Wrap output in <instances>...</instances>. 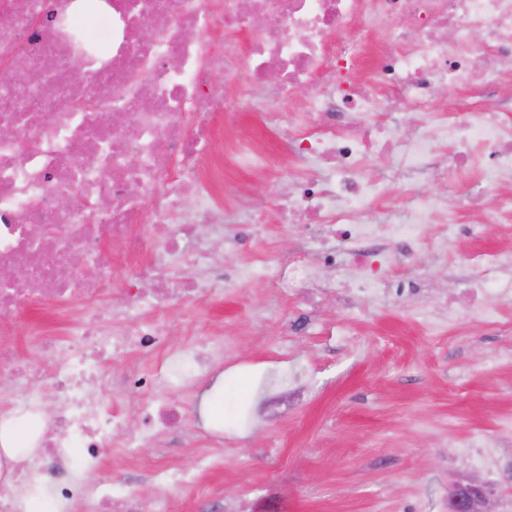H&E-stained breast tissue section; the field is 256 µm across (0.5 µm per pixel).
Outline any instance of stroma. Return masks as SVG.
I'll return each instance as SVG.
<instances>
[{
	"label": "stroma",
	"instance_id": "1",
	"mask_svg": "<svg viewBox=\"0 0 512 512\" xmlns=\"http://www.w3.org/2000/svg\"><path fill=\"white\" fill-rule=\"evenodd\" d=\"M430 246L402 249L395 270L426 285L404 300L373 304L337 289L318 313L321 332L286 335L285 313L298 295L265 280L225 288L191 333L224 339L226 351L196 393L223 391L224 407L189 420L175 442L124 457L103 449L99 474L114 485L152 494L151 471L191 468L199 449L212 452L197 484L172 512H448L453 486H476L492 512H512V306L484 325L459 315L443 320L444 301L471 284L465 257L507 246L495 225L483 237L429 228ZM310 241L280 225L240 248H220L225 266L250 265L262 252H313ZM335 327L332 336L324 335ZM307 371L298 399L283 398L266 417L244 425L256 382L287 366ZM473 449H466V442Z\"/></svg>",
	"mask_w": 512,
	"mask_h": 512
}]
</instances>
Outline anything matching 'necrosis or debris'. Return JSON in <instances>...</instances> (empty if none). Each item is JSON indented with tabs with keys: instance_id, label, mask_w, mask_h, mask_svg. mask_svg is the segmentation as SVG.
Listing matches in <instances>:
<instances>
[{
	"instance_id": "1",
	"label": "necrosis or debris",
	"mask_w": 512,
	"mask_h": 512,
	"mask_svg": "<svg viewBox=\"0 0 512 512\" xmlns=\"http://www.w3.org/2000/svg\"><path fill=\"white\" fill-rule=\"evenodd\" d=\"M86 2L110 20V55L74 27V0H0V126L11 130L0 137V384L32 416L61 409L34 427L39 454L14 473L19 486L46 485L49 512L78 502L84 512H170L185 479L177 469H155L146 498L82 477L102 449L133 454L181 429L183 409L165 391L190 386L206 351L221 349L183 339L214 291L258 275L302 291L321 269L351 267L340 287L372 295L393 259L366 240L428 245V226L455 223L460 209L474 213V235L512 224V0ZM463 85L473 102L439 103L438 91ZM433 110L432 128L401 121ZM245 111L282 135L290 159L277 169L276 203L232 225L251 196L242 182L225 202V183L269 167L252 133L225 135ZM474 171L481 179L453 204L418 182L454 186ZM387 197L384 218L376 204ZM256 224L297 225L318 262L219 264L214 239L237 247ZM467 262L477 275L448 316L492 317L494 303L512 302V249ZM89 265L98 275H83ZM117 266L127 271L118 287L108 274ZM63 310L77 326L65 339ZM24 332L35 338L30 362L17 348ZM111 361L126 362L125 374ZM137 391L136 425L127 405Z\"/></svg>"
}]
</instances>
